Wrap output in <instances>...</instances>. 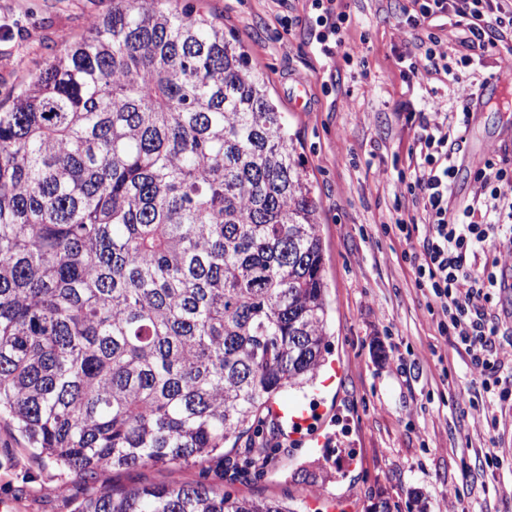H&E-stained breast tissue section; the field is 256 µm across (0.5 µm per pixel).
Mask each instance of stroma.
Here are the masks:
<instances>
[{
    "label": "stroma",
    "instance_id": "1",
    "mask_svg": "<svg viewBox=\"0 0 512 512\" xmlns=\"http://www.w3.org/2000/svg\"><path fill=\"white\" fill-rule=\"evenodd\" d=\"M234 29L262 60L271 91L314 182L324 243L330 324L328 361L342 365L334 387L314 386L301 399L314 405L320 447L298 441L276 419L264 424L257 446L269 459L261 473L245 464L246 441L222 457L180 466L100 470L88 477L27 448L9 418H0V502L13 512H73L91 494H116L154 483L202 482L258 501H280L293 512H442L443 493L462 484L466 512H512V434L491 475L472 483L485 433L455 403L464 386V354L439 336L418 303L402 261L406 244L384 234L395 210L397 175L410 142L406 118L432 101L456 111L482 82L507 64L506 49L455 65L453 75L418 71L406 78L397 56L414 49L396 15L408 0H346L342 24L362 59L344 60L334 40L318 42L327 0H189ZM112 10V0H0V101ZM309 84L304 111L288 101L294 80ZM492 155L512 162V111L473 113L453 188L458 203L480 194L472 173ZM443 358L435 367L434 355ZM448 368L449 381L440 378Z\"/></svg>",
    "mask_w": 512,
    "mask_h": 512
}]
</instances>
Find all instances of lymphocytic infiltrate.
Instances as JSON below:
<instances>
[{
  "instance_id": "lymphocytic-infiltrate-1",
  "label": "lymphocytic infiltrate",
  "mask_w": 512,
  "mask_h": 512,
  "mask_svg": "<svg viewBox=\"0 0 512 512\" xmlns=\"http://www.w3.org/2000/svg\"><path fill=\"white\" fill-rule=\"evenodd\" d=\"M410 2L404 23L417 31L425 51L399 56L407 74L423 61L437 73L450 69L448 51L429 27L433 18L455 15L463 64L470 53L498 48L512 31V0ZM469 118L466 111L410 115L413 136L398 180L411 210L399 213L383 231L405 241L403 260L425 308L436 319L439 334L466 355L473 392L462 398L459 409L488 435L481 454V468L487 471L499 464V429L507 423L497 406L512 396V342L504 338L497 309L501 294L512 292V166L487 159L474 175L484 196L451 207L457 155L466 141Z\"/></svg>"
}]
</instances>
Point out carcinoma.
I'll list each match as a JSON object with an SVG mask.
<instances>
[{"mask_svg":"<svg viewBox=\"0 0 512 512\" xmlns=\"http://www.w3.org/2000/svg\"><path fill=\"white\" fill-rule=\"evenodd\" d=\"M112 11L0 106V414L70 469L175 466L316 380L318 203L264 69L194 6ZM74 512H290L201 483Z\"/></svg>","mask_w":512,"mask_h":512,"instance_id":"obj_1","label":"carcinoma"}]
</instances>
